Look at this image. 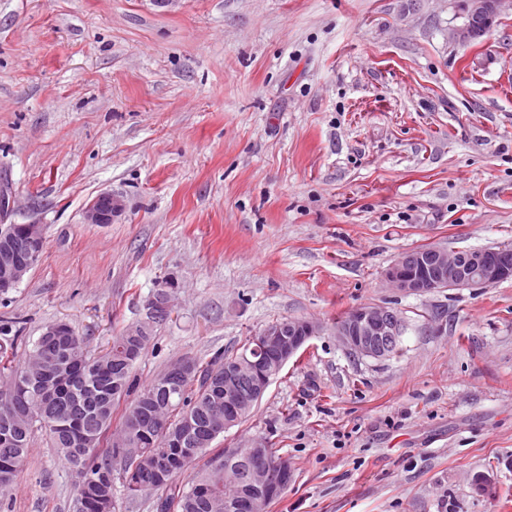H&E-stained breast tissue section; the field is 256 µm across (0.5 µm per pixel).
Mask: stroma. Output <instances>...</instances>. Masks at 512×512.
I'll return each mask as SVG.
<instances>
[{
	"instance_id": "1",
	"label": "stroma",
	"mask_w": 512,
	"mask_h": 512,
	"mask_svg": "<svg viewBox=\"0 0 512 512\" xmlns=\"http://www.w3.org/2000/svg\"><path fill=\"white\" fill-rule=\"evenodd\" d=\"M464 0H0V185L43 225L0 295L25 354L69 323L98 353L148 326L147 383L282 318L321 329L214 448H277L268 512H512V279L408 295L419 247L512 244V0L459 42ZM122 196L114 223L88 202ZM174 282L170 317L145 303ZM369 304L406 330L358 358L336 322ZM488 476L492 497L471 480ZM36 431L0 512H71ZM124 212V203L121 197L112 191H105L96 195L85 207L84 218L88 224H111Z\"/></svg>"
}]
</instances>
